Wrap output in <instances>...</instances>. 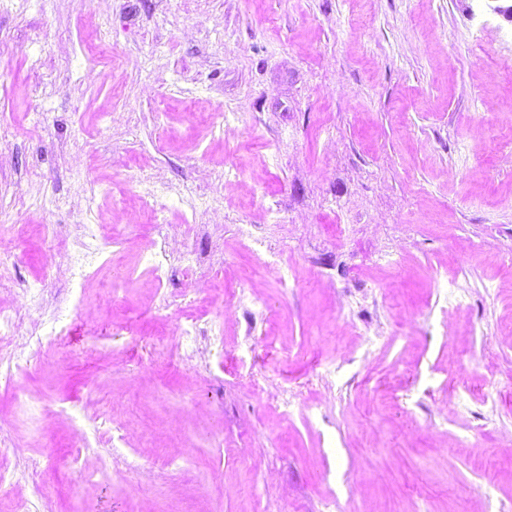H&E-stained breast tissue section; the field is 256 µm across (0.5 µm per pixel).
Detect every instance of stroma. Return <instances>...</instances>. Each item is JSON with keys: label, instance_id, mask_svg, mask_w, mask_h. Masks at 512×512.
<instances>
[{"label": "stroma", "instance_id": "1", "mask_svg": "<svg viewBox=\"0 0 512 512\" xmlns=\"http://www.w3.org/2000/svg\"><path fill=\"white\" fill-rule=\"evenodd\" d=\"M469 0H0V235L15 282L45 273L40 226L120 225L131 242L87 289L80 316L58 277L64 343L6 383L0 463L16 474L0 512H512V23ZM106 54H99V46ZM233 113L220 134L215 113ZM160 184L155 213L138 197ZM196 219L191 245L225 288L263 310L224 315L223 351L200 370L174 352L179 313L137 257L146 225ZM282 250L292 277L236 235ZM468 294L443 336L436 268ZM333 277L356 325L337 329L318 287ZM379 329L371 367L361 330ZM171 350L153 359L152 345ZM332 369L336 387L306 385ZM288 390L267 408L246 377ZM209 404L208 419L190 412ZM84 424L94 476L52 470ZM133 419L144 453L113 439ZM21 456H13V449Z\"/></svg>", "mask_w": 512, "mask_h": 512}]
</instances>
